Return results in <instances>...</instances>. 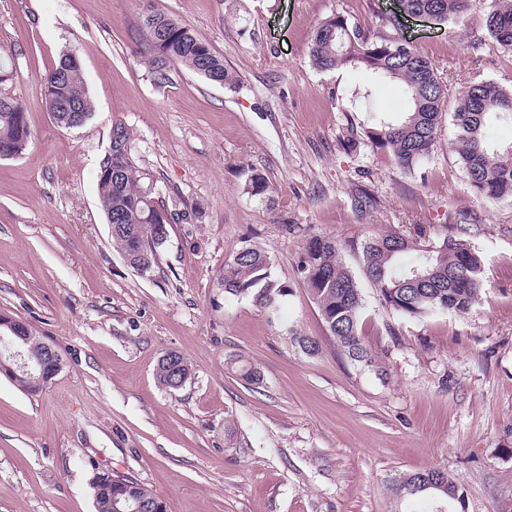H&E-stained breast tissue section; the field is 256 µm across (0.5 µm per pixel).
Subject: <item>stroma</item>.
<instances>
[{
    "instance_id": "35a3bbf8",
    "label": "stroma",
    "mask_w": 512,
    "mask_h": 512,
    "mask_svg": "<svg viewBox=\"0 0 512 512\" xmlns=\"http://www.w3.org/2000/svg\"><path fill=\"white\" fill-rule=\"evenodd\" d=\"M485 0L453 23L402 18L450 94L492 80L512 89V58L486 43ZM397 0H0V49L13 55L7 93L34 134L0 159V313L53 344L64 366L31 395L0 374V512H95V470L134 479L168 512H410L395 474L437 468L465 512H512V204L470 189L444 118L415 173L361 142L372 114L399 118L400 84L355 68L317 70L319 22L340 13L378 30ZM150 11L187 24L223 56L230 84L175 66L155 83L140 53ZM76 51L94 112L55 124L44 78ZM132 134L172 225L152 271L112 244L97 190L113 121ZM265 193L251 194L254 176ZM374 197L360 209L361 196ZM425 225L432 240L468 228L483 288L463 317L404 321L362 283L365 341L385 376L339 351L301 285L297 254L317 233L343 246L369 231ZM267 251L291 287L277 312L228 297L219 277L242 246ZM319 342L306 355L297 339ZM175 352L191 367L179 389L156 369ZM255 363L250 384L230 358Z\"/></svg>"
}]
</instances>
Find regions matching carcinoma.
<instances>
[{
    "label": "carcinoma",
    "instance_id": "1",
    "mask_svg": "<svg viewBox=\"0 0 512 512\" xmlns=\"http://www.w3.org/2000/svg\"><path fill=\"white\" fill-rule=\"evenodd\" d=\"M406 12L438 11L446 21L461 17L471 0H401ZM383 30L373 34L336 14L321 21L314 32L310 57L320 71L360 65L378 77L400 83L409 109L391 120L376 115L364 129L366 146L392 158L406 172H412L430 156L446 114L447 86L440 82L431 60L412 45L384 29L395 28L390 19L381 20ZM485 29L501 53L512 57V0H490ZM141 52L154 79H169L170 68L181 66L212 84L226 85L232 75L224 58L199 38L186 24L159 12L143 15ZM47 110L63 128L79 127L73 113L90 115L93 105L85 88L80 61L73 53L62 54L44 79ZM492 119L512 122V89L490 80L470 82L455 96L452 120L454 149L474 194L487 202H512V144L492 146L484 129ZM110 147L98 169V189L107 223L112 225V242L129 264L137 269L145 261L149 268L157 262L162 245L155 226H170L187 213L170 212L155 201L144 185L141 168L132 151L129 129L112 124ZM33 140L27 109L17 97L0 93V147L22 155ZM467 229L440 242L427 238V230L417 224L414 234L398 231L371 235L360 243L362 274L379 294L382 305L397 316L420 320L437 313L467 315L483 286L484 260L463 237ZM297 272L321 319L341 353L355 365L380 371V356L366 344L360 332L364 299L358 279L340 257V244L331 237L311 235L297 261ZM220 280L232 297L253 296L255 302L272 308L289 295L290 288L274 278L270 257L254 246L241 248L224 263ZM233 368L252 383L260 382L258 369L237 359ZM187 362L174 368L158 365L161 385L170 387L177 378H190ZM112 485L124 488L129 499L146 501L161 512L167 503L159 495L133 479L114 478ZM96 512H115L114 501L103 484L92 479ZM399 498L435 494L460 499L458 485L438 469L403 473L394 480Z\"/></svg>",
    "mask_w": 512,
    "mask_h": 512
}]
</instances>
